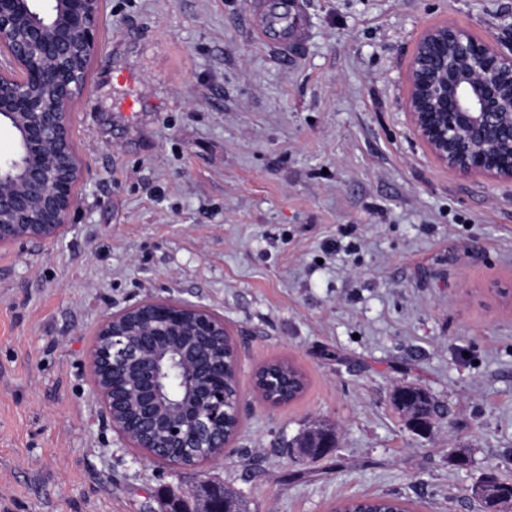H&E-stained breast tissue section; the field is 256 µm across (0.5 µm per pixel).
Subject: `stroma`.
Returning a JSON list of instances; mask_svg holds the SVG:
<instances>
[{
    "label": "stroma",
    "instance_id": "stroma-1",
    "mask_svg": "<svg viewBox=\"0 0 512 512\" xmlns=\"http://www.w3.org/2000/svg\"><path fill=\"white\" fill-rule=\"evenodd\" d=\"M304 2L287 58L247 0H103L73 117L83 207L0 251V512H162L158 489L209 482L248 512H484L479 488L512 482V182L448 170L404 106L427 29L512 40V0ZM148 298L223 317L238 347L219 462L123 446L94 399L102 316ZM276 361L304 389L271 405L254 374ZM410 384L439 407L423 432L392 402ZM321 423L336 448L302 457ZM402 502L393 497H372L342 501L337 511L341 512H402Z\"/></svg>",
    "mask_w": 512,
    "mask_h": 512
}]
</instances>
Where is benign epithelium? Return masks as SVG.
Segmentation results:
<instances>
[{
    "label": "benign epithelium",
    "mask_w": 512,
    "mask_h": 512,
    "mask_svg": "<svg viewBox=\"0 0 512 512\" xmlns=\"http://www.w3.org/2000/svg\"><path fill=\"white\" fill-rule=\"evenodd\" d=\"M102 0H0V124L13 156L0 161V250L53 242L81 209L84 162L73 110L98 51ZM405 109L416 135L449 170L512 181V43L480 40L446 24L428 29L413 53ZM224 318L193 304L148 299L100 320L87 358L95 397L112 431L154 461L192 469L224 456L241 421L240 394L224 398ZM255 390H283L258 371ZM183 448L182 456L167 453ZM196 512H237L202 499Z\"/></svg>",
    "instance_id": "7a95c632"
}]
</instances>
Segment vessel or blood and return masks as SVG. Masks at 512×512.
<instances>
[{
	"instance_id": "1",
	"label": "vessel or blood",
	"mask_w": 512,
	"mask_h": 512,
	"mask_svg": "<svg viewBox=\"0 0 512 512\" xmlns=\"http://www.w3.org/2000/svg\"><path fill=\"white\" fill-rule=\"evenodd\" d=\"M247 6L258 42L287 55L305 41L308 20L303 0H248Z\"/></svg>"
}]
</instances>
